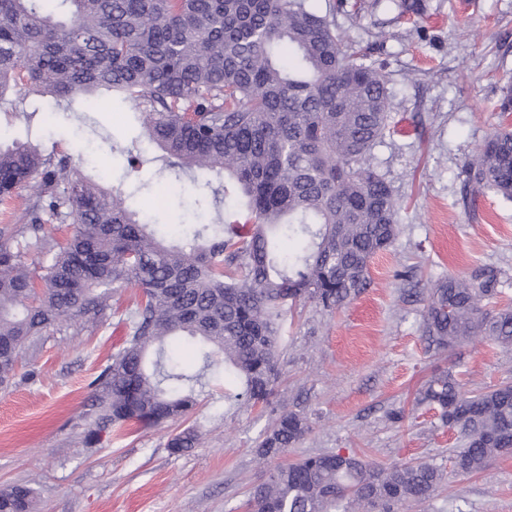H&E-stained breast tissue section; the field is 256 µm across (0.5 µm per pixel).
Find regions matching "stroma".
Segmentation results:
<instances>
[{
	"mask_svg": "<svg viewBox=\"0 0 512 512\" xmlns=\"http://www.w3.org/2000/svg\"><path fill=\"white\" fill-rule=\"evenodd\" d=\"M340 0H310L345 43L368 47L369 63L389 79V129L373 164L402 202L399 233L371 263V285L327 312L307 302L287 315L281 339L277 403L306 413L310 430L272 462L256 446L272 423L271 408L239 399L229 374L206 388L188 421L200 447L171 453L176 425L129 424L87 444L92 380L126 336L125 312L135 292L117 290L112 317L98 327L46 333L29 350L14 383L0 388V487L36 488V512H249L250 489L274 463L319 452L361 456L380 466L432 460L447 477L436 500L409 512H512V454L464 475L453 466L456 430L437 410L416 404L417 391L439 368L465 391L512 381V349L473 340L449 353L429 351L421 314L431 287L479 267L501 270L498 306H512V200L494 191L461 203L460 172L499 126L512 86V0H423V14L398 15L379 4L360 13ZM45 128L14 106H0V143L40 136L45 150L72 154L74 164L106 185L122 183L132 149L179 195L142 191L132 204L176 215L193 200L212 205L222 177L176 176L133 120L128 104L103 97Z\"/></svg>",
	"mask_w": 512,
	"mask_h": 512,
	"instance_id": "1",
	"label": "stroma"
}]
</instances>
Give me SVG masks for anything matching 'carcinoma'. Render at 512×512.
Returning a JSON list of instances; mask_svg holds the SVG:
<instances>
[{
	"instance_id": "1",
	"label": "carcinoma",
	"mask_w": 512,
	"mask_h": 512,
	"mask_svg": "<svg viewBox=\"0 0 512 512\" xmlns=\"http://www.w3.org/2000/svg\"><path fill=\"white\" fill-rule=\"evenodd\" d=\"M309 0H0V102L26 86L68 111L101 90L131 104L147 139L183 173L208 170L234 190L244 221L196 203L173 239L106 187L28 140L0 146V201L30 194L24 224L0 227V386L24 351L65 324H105L116 288H137L127 336L93 382L97 442L113 425L185 418L217 363L247 400L271 404L285 313L310 301L332 312L370 282V263L398 233L401 203L372 163L389 126L384 69L348 54ZM472 194L512 199V130L495 131L462 171ZM76 225L59 241L41 214ZM44 261L35 264L28 257ZM494 268L450 276L430 291L421 332L438 350L489 338L512 348V307L497 308ZM189 337L202 365L184 372L166 350ZM457 430L454 468L486 469L512 454V384L468 394L451 370L417 393ZM310 430L282 407L257 452L280 457ZM188 426L167 447L199 446ZM444 469L429 461L375 465L335 452L278 465L250 491L251 512H395L431 501ZM29 484L0 489V512H34Z\"/></svg>"
}]
</instances>
